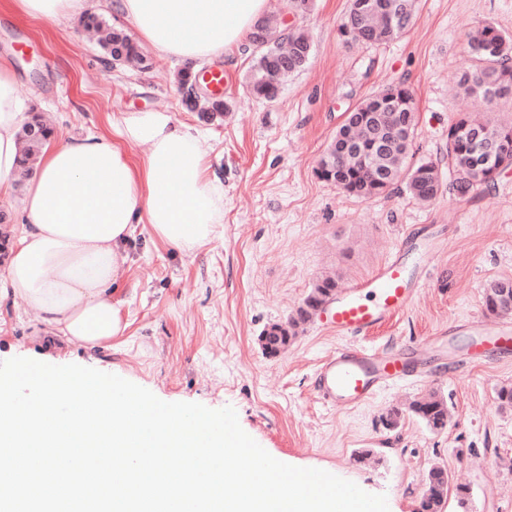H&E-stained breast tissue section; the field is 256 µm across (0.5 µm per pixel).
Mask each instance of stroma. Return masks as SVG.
<instances>
[{
  "label": "stroma",
  "instance_id": "35a3bbf8",
  "mask_svg": "<svg viewBox=\"0 0 512 512\" xmlns=\"http://www.w3.org/2000/svg\"><path fill=\"white\" fill-rule=\"evenodd\" d=\"M349 0H316L290 19L285 0L269 10L312 41L307 66L274 101L252 97L244 76L256 51L245 45L224 67L223 119L187 109L175 88L182 64L153 59L146 70L106 64L78 19L53 23L0 9V60L8 61L23 108L38 105L58 135L107 132L124 112L165 111L207 135V159L224 184L222 234L186 256L151 242L136 225L130 259L112 285L127 328L95 349H46L44 325L22 301L0 296V361L26 357L116 374L165 402L233 407L242 429L275 459L317 468L387 497L389 512H419L432 465L467 485L444 512H512V409L497 392L512 386V351L471 359L469 343L494 318L486 286L512 281V168L487 192L428 204L403 184L365 199L319 179L315 169L349 112L398 82L414 93L416 158L446 165L448 128L459 114L512 121V96L488 103L458 90L475 29L512 35V0H418L413 25L381 46L344 42L337 26ZM403 263L419 291L384 325L354 335L310 318L279 355L261 335L287 323L313 285L339 291ZM404 353L419 376L382 388L354 410L324 405L320 364L336 349ZM446 403L450 419L431 430L411 405Z\"/></svg>",
  "mask_w": 512,
  "mask_h": 512
}]
</instances>
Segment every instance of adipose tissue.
I'll use <instances>...</instances> for the list:
<instances>
[{"label":"adipose tissue","instance_id":"obj_1","mask_svg":"<svg viewBox=\"0 0 512 512\" xmlns=\"http://www.w3.org/2000/svg\"><path fill=\"white\" fill-rule=\"evenodd\" d=\"M88 0H10L14 12L62 21ZM114 9L162 58L187 68L233 59L268 0H115ZM22 103L16 76L0 60V196L18 166ZM112 133L50 139L27 182L24 227L0 269V286L38 314L62 341L93 348L122 335L111 285L128 258L137 224L153 241L190 255L210 245L224 222V186L212 175L201 133L170 113L126 112ZM146 145L132 157L126 144Z\"/></svg>","mask_w":512,"mask_h":512}]
</instances>
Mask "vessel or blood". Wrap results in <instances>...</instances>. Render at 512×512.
I'll return each mask as SVG.
<instances>
[{
    "mask_svg": "<svg viewBox=\"0 0 512 512\" xmlns=\"http://www.w3.org/2000/svg\"><path fill=\"white\" fill-rule=\"evenodd\" d=\"M416 290L405 267L390 262L337 296L322 309L320 321L341 332L362 333L409 305ZM403 373L404 364L398 356L340 349L319 367L317 392L330 407L352 409L366 404L383 383Z\"/></svg>",
    "mask_w": 512,
    "mask_h": 512,
    "instance_id": "b4317fda",
    "label": "vessel or blood"
}]
</instances>
